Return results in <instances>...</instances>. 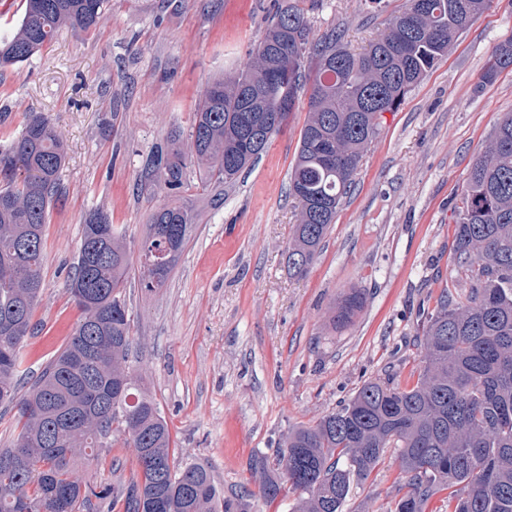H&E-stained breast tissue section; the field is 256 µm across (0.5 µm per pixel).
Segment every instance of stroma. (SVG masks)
I'll list each match as a JSON object with an SVG mask.
<instances>
[{
  "instance_id": "stroma-1",
  "label": "stroma",
  "mask_w": 512,
  "mask_h": 512,
  "mask_svg": "<svg viewBox=\"0 0 512 512\" xmlns=\"http://www.w3.org/2000/svg\"><path fill=\"white\" fill-rule=\"evenodd\" d=\"M290 3L314 35L338 32L358 51L405 0H111L96 31L63 32L0 79V148L30 112L69 143L65 195L46 226L38 332L23 348L28 375L54 358L80 317L65 282L85 215L107 206L138 251L150 213L167 201L137 188L149 153L172 130H188L207 85L244 69L277 8ZM511 38L512 0H492L399 109L382 113L307 276H290L285 263L303 99L221 205L184 195L199 221L163 288L145 291L132 265L123 288L132 367L168 424L175 462L206 467L225 498L252 512H292L294 492L254 498L251 457L273 455L290 429L337 411L366 381L416 383L427 316L444 292L464 294L474 282L453 258L455 224L473 161L512 113V69L482 80L492 50ZM351 290L362 292L361 310L330 328L329 308ZM135 469V451L118 435L76 476L112 484ZM406 490L396 454L387 453L343 512H392Z\"/></svg>"
}]
</instances>
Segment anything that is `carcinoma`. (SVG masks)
I'll list each match as a JSON object with an SVG mask.
<instances>
[{"instance_id": "carcinoma-1", "label": "carcinoma", "mask_w": 512, "mask_h": 512, "mask_svg": "<svg viewBox=\"0 0 512 512\" xmlns=\"http://www.w3.org/2000/svg\"><path fill=\"white\" fill-rule=\"evenodd\" d=\"M490 0H406L361 51L331 31L312 35L292 5L271 20L247 69L215 80L199 99L188 135L174 130L147 159L141 182L179 196L191 188L224 200V185L268 149L300 93L309 92L288 192L298 207L288 271H310L341 199L384 112L448 52ZM110 0H23L13 30L0 37V69L28 62L62 30L89 32ZM512 68V39L497 46L483 79ZM68 155L51 121L27 118L0 149V405L20 426L0 448V512H241L221 501L203 466L176 465L167 423L129 365L135 345L121 288L131 265L126 235L99 207L82 224L67 282L81 317L64 347L23 394V343L33 334L42 290L45 225L63 193ZM195 168L192 185L189 168ZM199 213L172 201L149 216L141 243L142 285L164 286ZM454 259L475 272L465 299L445 295L423 328L425 366L416 384L364 383L339 410L288 432L274 457L255 456L258 497L299 493L293 512H342L352 485L365 480L388 449L408 475L394 512H425L448 491L454 512H512V114L502 116L472 164L457 217ZM357 291L332 307L333 324L361 308ZM122 433L135 448L127 483L99 488L73 472Z\"/></svg>"}]
</instances>
